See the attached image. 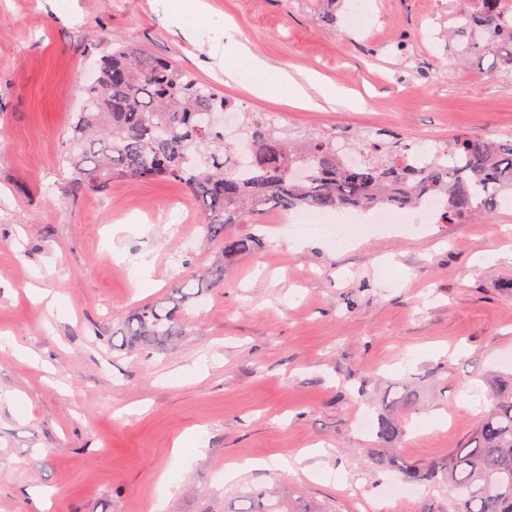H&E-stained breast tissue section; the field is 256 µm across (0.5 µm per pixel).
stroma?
I'll return each mask as SVG.
<instances>
[{"mask_svg": "<svg viewBox=\"0 0 512 512\" xmlns=\"http://www.w3.org/2000/svg\"><path fill=\"white\" fill-rule=\"evenodd\" d=\"M206 3L256 53L363 107L256 98L152 0H0V334L33 354L0 350V512H224L247 485L292 490L317 512H446L444 487L382 499L397 474L376 460L447 459L472 438L492 390L512 383V293L502 288L512 203L419 231L348 224L354 243L343 250L273 211L228 226L260 235L261 247L225 261L223 286L189 303L184 333L156 349L118 337L124 316L193 282L220 247L204 239L183 185L127 179L73 194L63 155L82 77L113 36L236 105L286 115L291 134L372 131L409 145L512 135L503 53L459 61L449 15L476 0H366L360 23L352 0H337L332 23L316 0ZM196 362L206 375L188 374ZM403 389L411 403L396 402ZM382 414L401 429L387 444L357 427ZM312 448L313 473L268 468L224 482L228 463Z\"/></svg>", "mask_w": 512, "mask_h": 512, "instance_id": "35a3bbf8", "label": "stroma"}]
</instances>
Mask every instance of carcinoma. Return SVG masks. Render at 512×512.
Listing matches in <instances>:
<instances>
[{"mask_svg": "<svg viewBox=\"0 0 512 512\" xmlns=\"http://www.w3.org/2000/svg\"><path fill=\"white\" fill-rule=\"evenodd\" d=\"M474 13L453 16L449 31L465 40L464 52L495 44L508 50L512 68V20L504 0H477ZM97 80L82 88L83 106L70 125L65 160L71 185L107 192L119 179L167 180L184 185L196 198L205 237L222 246L224 256L255 251L256 235H229L231 224H256L270 206L286 215L298 209L369 208L379 202L412 206L429 196L444 201L441 224H458L468 215L494 213L512 197V137H472L459 133L446 143L458 166L430 160L408 162L404 148L383 141L370 144L358 167L336 165V135L308 133L293 141L264 121L259 112L243 110L242 126L251 144L252 176L243 182L234 168L235 147L224 133L205 122L206 115L234 107L219 91L198 82L171 62L145 54L121 38L108 42ZM310 163L316 174L295 183L290 171ZM224 284V264L197 276V291L174 294L130 311L123 336L162 347L182 332L183 306L205 289ZM400 432L387 416L378 418L375 435L388 442ZM388 463L403 481L448 485L453 497L448 512H512V388L501 389L474 436L448 459L429 464ZM236 512H319L302 509L291 494L248 491L239 495Z\"/></svg>", "mask_w": 512, "mask_h": 512, "instance_id": "carcinoma-1", "label": "carcinoma"}]
</instances>
